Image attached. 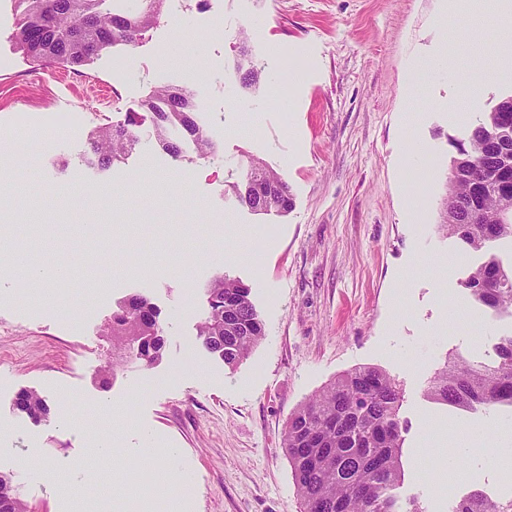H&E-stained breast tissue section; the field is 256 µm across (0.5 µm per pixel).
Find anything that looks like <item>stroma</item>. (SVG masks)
Listing matches in <instances>:
<instances>
[{"label":"stroma","instance_id":"1","mask_svg":"<svg viewBox=\"0 0 512 512\" xmlns=\"http://www.w3.org/2000/svg\"><path fill=\"white\" fill-rule=\"evenodd\" d=\"M166 12L136 51L116 46L82 68L119 90L104 109L77 99L72 70L24 59L18 4L0 0L11 63L0 100H14L0 108V151L18 123L44 133L0 175V227L25 263L70 261L66 287L109 279L69 314L48 309L23 270L0 271V472L31 512H303L282 448L288 418L341 374L374 366L403 392L402 502L448 512L474 490L512 500L496 476L512 472L500 436L512 410L471 414L426 396L444 361L493 363L512 335V322L474 316L463 282L482 255L437 229L452 140L512 95L497 76L507 32L492 18L474 26L476 0H455L471 46L441 68V0H168ZM242 26L264 77L250 93L234 70ZM415 59L429 72L411 71ZM478 67L485 83L459 99ZM167 84L195 88L222 160L190 148L174 162L145 132L123 163L89 164V133ZM409 144L427 162L404 173L396 158ZM253 158L287 182L288 214H257L229 192ZM221 275L249 286L265 328L233 367L198 336ZM134 295L164 329L148 367L113 363L104 334ZM23 389L48 399L47 421L16 410Z\"/></svg>","mask_w":512,"mask_h":512}]
</instances>
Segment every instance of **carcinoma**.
<instances>
[{"mask_svg":"<svg viewBox=\"0 0 512 512\" xmlns=\"http://www.w3.org/2000/svg\"><path fill=\"white\" fill-rule=\"evenodd\" d=\"M140 10L123 13L110 0H18L20 19L13 39L27 62L39 68L61 66L73 71L90 65L116 44L136 48L162 15L167 0H141ZM253 32L237 33L236 68L242 85L261 81V70L250 56ZM141 111L104 123L90 135L91 160L102 169L124 159L140 142V129L150 123L156 143L180 157L177 135L194 138L199 157L220 158L219 147L197 119L196 91L189 85L160 86L141 101ZM448 192L439 231L456 238L466 251H489L492 244L512 239V96L498 102L469 138L454 140ZM277 184L281 175L251 159L242 183L230 186L239 200L262 214L284 215L292 199L258 200L256 187ZM486 311L512 312V268L495 255L477 266L464 283ZM208 316L198 336L206 349L228 366L248 356L264 336L250 289L225 276L206 288ZM112 348L119 357L144 365L155 363L162 348L163 327L158 310L143 297L118 303L107 324ZM491 366L468 361L446 363L427 389L431 399L473 411L512 406V336L496 347ZM21 413L35 422L50 415L39 393L23 389ZM403 396L384 371L370 366L341 375L294 411L283 435V448L292 464L303 512H421L403 505L396 489L403 476L402 448L406 425L400 417ZM9 499V512H30L18 486L0 474V496ZM451 512H512V500L490 501L471 492Z\"/></svg>","mask_w":512,"mask_h":512,"instance_id":"cac0c4a2","label":"carcinoma"}]
</instances>
